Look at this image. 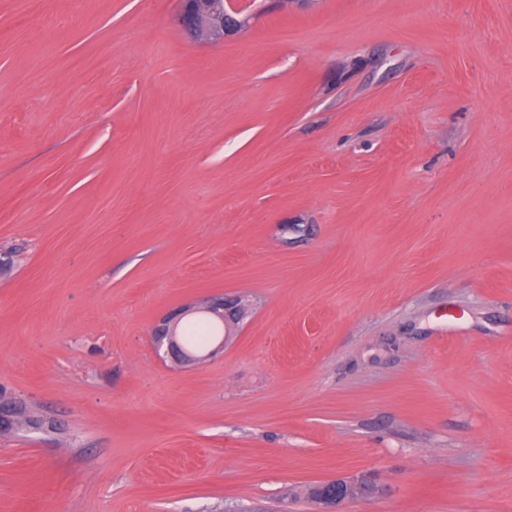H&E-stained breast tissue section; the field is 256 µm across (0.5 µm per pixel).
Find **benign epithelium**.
I'll use <instances>...</instances> for the list:
<instances>
[{"label":"benign epithelium","mask_w":512,"mask_h":512,"mask_svg":"<svg viewBox=\"0 0 512 512\" xmlns=\"http://www.w3.org/2000/svg\"><path fill=\"white\" fill-rule=\"evenodd\" d=\"M178 23L195 36L209 42L220 43L243 31L249 16L243 14L234 0H181ZM239 300L228 299L222 294L212 295L203 306L189 302L164 316L153 328L152 340L163 360L178 365L195 366L205 363L224 349V342L204 352H191L181 343L179 327L183 319L198 313L224 325L236 323L240 318ZM379 487L369 475L338 478L314 487L313 512H344L343 504L375 495Z\"/></svg>","instance_id":"obj_1"}]
</instances>
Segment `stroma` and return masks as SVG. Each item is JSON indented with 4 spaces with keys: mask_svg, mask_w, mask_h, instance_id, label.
Masks as SVG:
<instances>
[{
    "mask_svg": "<svg viewBox=\"0 0 512 512\" xmlns=\"http://www.w3.org/2000/svg\"><path fill=\"white\" fill-rule=\"evenodd\" d=\"M180 3L0 0V512H512V0ZM234 2L181 0L178 23L186 32L189 29L201 39L214 43L224 42V39L242 32L244 27L241 25L250 19ZM239 300L224 298V294H216L207 298L203 306L199 307L195 303L189 302L178 307L173 312L164 316L153 328L152 340L157 351L162 352L163 360H171L178 365L195 366L205 363L207 360L216 356L224 349V339L216 346L207 349L204 352H191V350H202L206 347V341L217 336L216 327H210L207 330L191 329L192 323L183 329L185 346L181 343L179 336V327L183 319L194 316L198 313L205 314L208 318L224 326L229 321L236 323L240 318ZM379 487L370 475L338 478L314 487L313 512H345L343 504L359 498L378 494Z\"/></svg>",
    "mask_w": 512,
    "mask_h": 512,
    "instance_id": "1",
    "label": "stroma"
}]
</instances>
